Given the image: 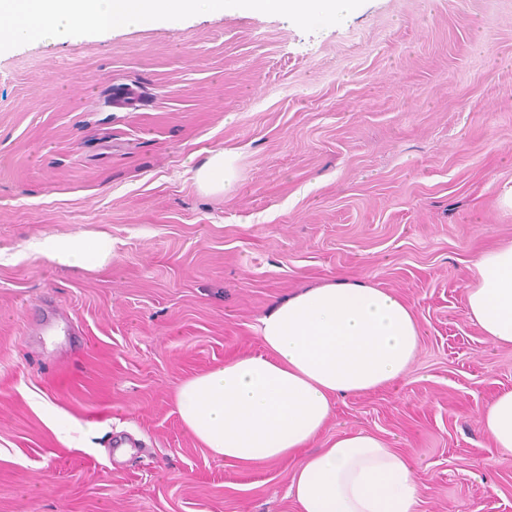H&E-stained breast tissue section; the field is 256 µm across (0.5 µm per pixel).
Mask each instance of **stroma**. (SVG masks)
<instances>
[{
    "instance_id": "stroma-1",
    "label": "stroma",
    "mask_w": 512,
    "mask_h": 512,
    "mask_svg": "<svg viewBox=\"0 0 512 512\" xmlns=\"http://www.w3.org/2000/svg\"><path fill=\"white\" fill-rule=\"evenodd\" d=\"M231 151L234 187L194 170ZM512 0H339L336 18L196 12L0 46V512H296L288 459L242 467L174 393L339 276L401 297L407 375L337 397L321 440L383 436L423 512H512L483 408L512 348L467 315L512 241ZM102 236L100 265L53 236ZM37 246L39 251L50 260L66 266L99 264L111 253L109 244L103 239L47 237L39 241Z\"/></svg>"
}]
</instances>
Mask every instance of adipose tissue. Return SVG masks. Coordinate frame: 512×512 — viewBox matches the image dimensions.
Here are the masks:
<instances>
[{"instance_id": "adipose-tissue-1", "label": "adipose tissue", "mask_w": 512, "mask_h": 512, "mask_svg": "<svg viewBox=\"0 0 512 512\" xmlns=\"http://www.w3.org/2000/svg\"><path fill=\"white\" fill-rule=\"evenodd\" d=\"M331 0H0V16L29 36L62 20L73 29L151 25L193 11L220 12L231 3L288 13L308 23ZM198 186L222 192L233 184L230 160L210 151L196 169ZM39 251L66 266L105 261L102 239L47 237ZM467 309L486 338L512 346V242L478 255ZM262 353L231 356L184 380L175 394L186 429L211 454L232 465L296 459L288 495L298 512H422L413 463L382 438L346 432L314 448L334 397L360 394L403 377L419 347L417 319L399 297L365 282L331 281L277 302L259 321ZM481 425L512 453V391L492 400Z\"/></svg>"}]
</instances>
